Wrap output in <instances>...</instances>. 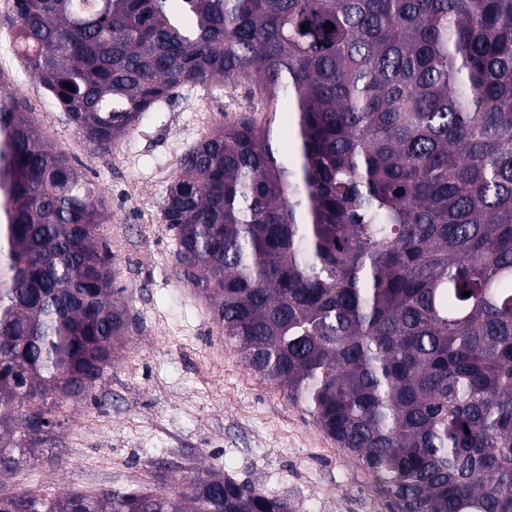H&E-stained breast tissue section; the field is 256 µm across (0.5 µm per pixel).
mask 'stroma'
<instances>
[{"instance_id":"obj_1","label":"stroma","mask_w":512,"mask_h":512,"mask_svg":"<svg viewBox=\"0 0 512 512\" xmlns=\"http://www.w3.org/2000/svg\"><path fill=\"white\" fill-rule=\"evenodd\" d=\"M6 90L27 101L50 142L101 186L112 215L101 233L130 327L93 396L64 401L26 462L0 470V493L137 491L159 472L173 481L213 468L288 496L295 512H392L361 466L246 368L208 302L177 279L162 201L179 159L208 134L200 113L214 124L245 113L249 86L191 90L192 107L173 97L122 138V153L107 156L81 143L30 71Z\"/></svg>"}]
</instances>
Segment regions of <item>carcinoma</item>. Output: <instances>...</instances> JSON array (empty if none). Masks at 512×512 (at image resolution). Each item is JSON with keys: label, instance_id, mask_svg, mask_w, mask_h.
Returning a JSON list of instances; mask_svg holds the SVG:
<instances>
[{"label": "carcinoma", "instance_id": "1", "mask_svg": "<svg viewBox=\"0 0 512 512\" xmlns=\"http://www.w3.org/2000/svg\"><path fill=\"white\" fill-rule=\"evenodd\" d=\"M169 2L14 0L15 48L102 154L178 89L250 85L266 117L219 122L173 173L178 279L393 512H512V0ZM110 221L0 91L1 468L128 331ZM0 512L293 510L206 470Z\"/></svg>", "mask_w": 512, "mask_h": 512}]
</instances>
